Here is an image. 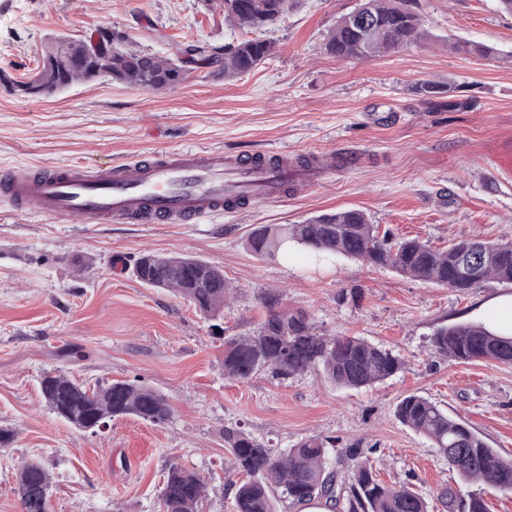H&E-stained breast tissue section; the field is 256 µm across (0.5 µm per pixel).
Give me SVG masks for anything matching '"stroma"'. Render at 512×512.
<instances>
[{
    "instance_id": "1",
    "label": "stroma",
    "mask_w": 512,
    "mask_h": 512,
    "mask_svg": "<svg viewBox=\"0 0 512 512\" xmlns=\"http://www.w3.org/2000/svg\"><path fill=\"white\" fill-rule=\"evenodd\" d=\"M359 0H296L270 29L230 25L211 0H0V166L103 167L153 150L287 149L293 160L336 159L325 184L200 224H55L0 201V512H22L16 474L27 462L52 478V512H161L172 465L207 483L201 512H231L236 474L224 431H245L275 450L311 436L344 467L370 460L378 479L422 494L470 492L429 441L403 426L406 395L460 415L512 457V364L432 354L443 324L478 322L480 305L512 294L487 283L466 294L388 267L297 250L263 258L247 245L261 225L299 224L358 209L379 232L443 249L474 236L512 240V13L498 0H411L424 42L370 60L325 50L337 20ZM112 26L127 46L176 58L189 43H273V55L227 79L201 71L163 90L99 77L47 96L17 83L40 72L48 47ZM495 48L478 59L455 40ZM455 81L460 108L421 101L425 81ZM193 255L224 271L234 298L223 335L194 306L143 285L141 253ZM304 310L319 331L360 336L399 355L403 369L368 388L344 389L309 374L286 380L224 376V339L250 336L265 318L262 296ZM60 372L96 386L133 381L163 395L170 419L127 416L89 432L47 409L39 382Z\"/></svg>"
}]
</instances>
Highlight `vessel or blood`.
Listing matches in <instances>:
<instances>
[{
  "label": "vessel or blood",
  "instance_id": "obj_1",
  "mask_svg": "<svg viewBox=\"0 0 512 512\" xmlns=\"http://www.w3.org/2000/svg\"><path fill=\"white\" fill-rule=\"evenodd\" d=\"M335 170L320 155L295 169L274 152L157 151L94 170L8 168L0 171V198L58 224H198L277 201L287 185L311 187Z\"/></svg>",
  "mask_w": 512,
  "mask_h": 512
}]
</instances>
